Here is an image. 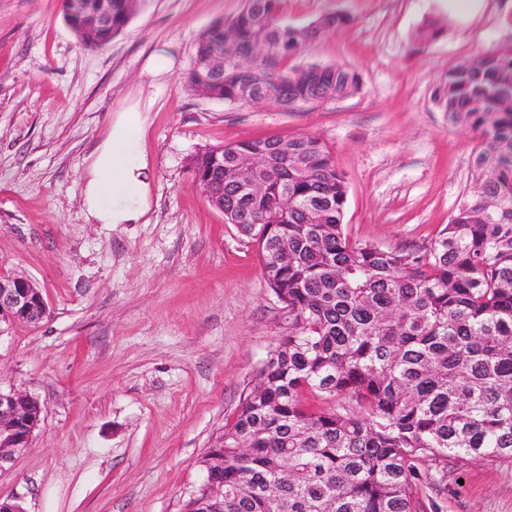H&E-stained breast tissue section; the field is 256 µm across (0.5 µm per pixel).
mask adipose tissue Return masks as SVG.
Instances as JSON below:
<instances>
[{"label":"adipose tissue","instance_id":"obj_1","mask_svg":"<svg viewBox=\"0 0 512 512\" xmlns=\"http://www.w3.org/2000/svg\"><path fill=\"white\" fill-rule=\"evenodd\" d=\"M140 124L139 113H125L89 157L83 207L91 223L133 224L148 210Z\"/></svg>","mask_w":512,"mask_h":512}]
</instances>
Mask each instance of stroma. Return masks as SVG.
<instances>
[{"mask_svg":"<svg viewBox=\"0 0 512 512\" xmlns=\"http://www.w3.org/2000/svg\"><path fill=\"white\" fill-rule=\"evenodd\" d=\"M244 0H146L112 42L86 47L62 0H0V274L30 278L48 316L0 325V388L38 397L31 448L0 472L25 512H182L200 461L288 334L257 250L210 205L191 162L206 148L309 134L348 184L351 241L429 244L478 177L474 133L433 91L450 68L512 48V0L459 29L441 0H282L285 24L329 13L306 62L356 71L361 88L288 111L230 103L186 82L196 43ZM446 25L422 41L427 21ZM137 109L150 171L136 224L88 223V157ZM418 512H512V463L419 465Z\"/></svg>","mask_w":512,"mask_h":512,"instance_id":"obj_1","label":"stroma"}]
</instances>
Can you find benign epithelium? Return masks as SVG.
<instances>
[{
	"label": "benign epithelium",
	"instance_id": "benign-epithelium-1",
	"mask_svg": "<svg viewBox=\"0 0 512 512\" xmlns=\"http://www.w3.org/2000/svg\"><path fill=\"white\" fill-rule=\"evenodd\" d=\"M69 13L87 19L86 38L103 36L112 29V13L89 7L87 0H66ZM47 303L41 290L27 277H0V323H15L23 318L29 325L39 324L46 316ZM39 400L20 391L0 389V471L12 464L17 455L31 447L35 431L43 422Z\"/></svg>",
	"mask_w": 512,
	"mask_h": 512
}]
</instances>
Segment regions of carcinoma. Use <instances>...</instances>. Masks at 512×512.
<instances>
[{"mask_svg":"<svg viewBox=\"0 0 512 512\" xmlns=\"http://www.w3.org/2000/svg\"><path fill=\"white\" fill-rule=\"evenodd\" d=\"M107 3L118 35L139 0ZM328 14L285 24L280 0H246L230 23L199 38L188 83L217 100H243L254 79L280 95L254 103L288 111L360 87L343 66H295L325 32ZM512 55L489 49L448 70L434 101L452 125L479 133L478 172L449 224L426 246L351 241L342 224L348 187L318 138L265 137L210 147L192 160L208 201L249 237L265 279L288 309V336L270 352L233 422L224 427V512H417L427 456L512 460ZM266 158L262 170L243 161ZM252 181L263 190H247ZM325 403L318 407L309 399Z\"/></svg>","mask_w":512,"mask_h":512,"instance_id":"carcinoma-1","label":"carcinoma"}]
</instances>
